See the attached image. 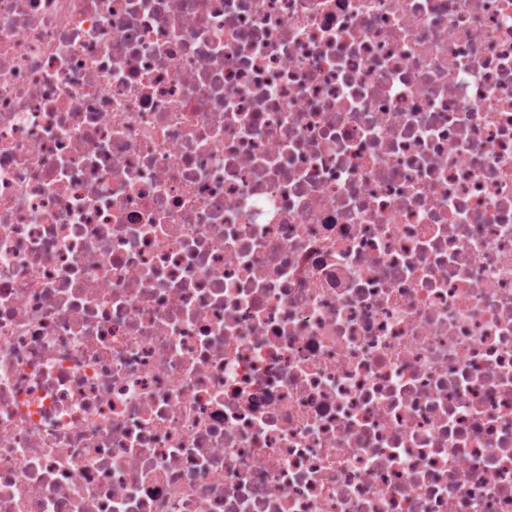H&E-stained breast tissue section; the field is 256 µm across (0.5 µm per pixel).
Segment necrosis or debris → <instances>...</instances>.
Segmentation results:
<instances>
[{"mask_svg": "<svg viewBox=\"0 0 512 512\" xmlns=\"http://www.w3.org/2000/svg\"><path fill=\"white\" fill-rule=\"evenodd\" d=\"M0 512H512V0H0Z\"/></svg>", "mask_w": 512, "mask_h": 512, "instance_id": "obj_1", "label": "necrosis or debris"}]
</instances>
